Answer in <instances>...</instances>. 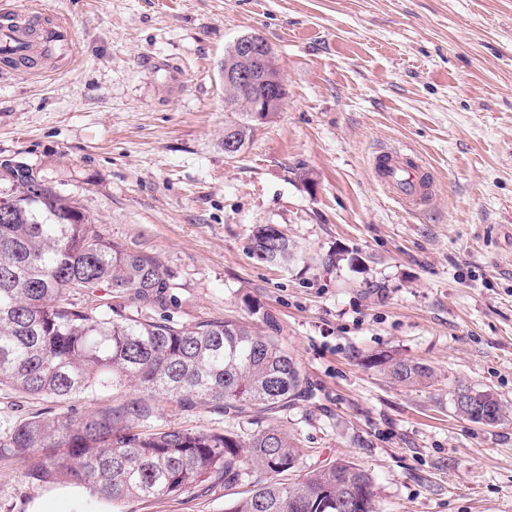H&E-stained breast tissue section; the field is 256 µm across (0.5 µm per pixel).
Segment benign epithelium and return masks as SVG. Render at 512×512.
<instances>
[{
  "instance_id": "7a95c632",
  "label": "benign epithelium",
  "mask_w": 512,
  "mask_h": 512,
  "mask_svg": "<svg viewBox=\"0 0 512 512\" xmlns=\"http://www.w3.org/2000/svg\"><path fill=\"white\" fill-rule=\"evenodd\" d=\"M234 60L222 71L224 89L240 93L257 90L252 96L250 109L257 124L262 125L281 112L288 97V89L275 51L261 36L248 34L232 45Z\"/></svg>"
}]
</instances>
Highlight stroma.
<instances>
[{"label":"stroma","instance_id":"1","mask_svg":"<svg viewBox=\"0 0 512 512\" xmlns=\"http://www.w3.org/2000/svg\"><path fill=\"white\" fill-rule=\"evenodd\" d=\"M69 28L63 55L0 63V164L19 162L103 233L156 254L176 286L142 315L279 327L313 395L276 425L300 450L285 482L349 459L380 512H512V0H0ZM275 50L288 99L224 154V52ZM407 146L438 191L411 212L377 182ZM275 224L288 268L250 255ZM429 365L408 387L370 366ZM491 388L507 417L457 416L449 390ZM166 427H266L159 403ZM0 457V512H103L84 490L24 484ZM209 480L119 512H224L251 489Z\"/></svg>","mask_w":512,"mask_h":512}]
</instances>
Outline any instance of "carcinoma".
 Instances as JSON below:
<instances>
[{
	"label": "carcinoma",
	"mask_w": 512,
	"mask_h": 512,
	"mask_svg": "<svg viewBox=\"0 0 512 512\" xmlns=\"http://www.w3.org/2000/svg\"><path fill=\"white\" fill-rule=\"evenodd\" d=\"M224 136L254 135L249 104L232 100ZM252 254L286 266L295 259L273 224L253 231ZM175 287L155 255L112 240L71 199L18 168L0 174V390L49 406L0 436V455L22 456L26 483L66 481L99 501L178 497L208 479L231 486L251 472L269 479L224 512H377L374 480L344 459L294 484L276 477L298 464L288 433L268 426L246 437L161 427L158 402L226 417L273 416L308 393L294 355L272 334L236 320L192 326L135 316L130 304L159 305ZM395 381L427 385L423 363L381 359ZM130 392L98 409L55 407L81 395ZM473 411L504 405L475 391Z\"/></svg>",
	"instance_id": "obj_1"
}]
</instances>
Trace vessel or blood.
Instances as JSON below:
<instances>
[{"label":"vessel or blood","instance_id":"obj_1","mask_svg":"<svg viewBox=\"0 0 512 512\" xmlns=\"http://www.w3.org/2000/svg\"><path fill=\"white\" fill-rule=\"evenodd\" d=\"M25 28V15L11 14L6 26L0 27L1 55L19 53ZM373 169L381 186L408 208L423 207L436 193L433 173L414 150H379L373 157Z\"/></svg>","mask_w":512,"mask_h":512}]
</instances>
